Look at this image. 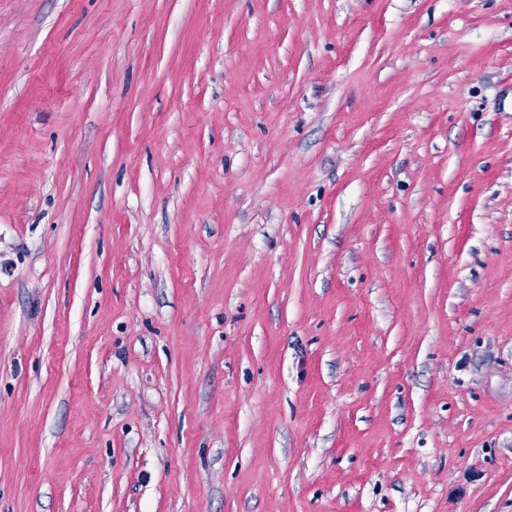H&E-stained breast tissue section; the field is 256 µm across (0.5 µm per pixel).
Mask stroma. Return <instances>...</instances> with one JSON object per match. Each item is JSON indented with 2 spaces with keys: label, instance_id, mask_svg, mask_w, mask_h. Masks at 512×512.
<instances>
[{
  "label": "stroma",
  "instance_id": "1",
  "mask_svg": "<svg viewBox=\"0 0 512 512\" xmlns=\"http://www.w3.org/2000/svg\"><path fill=\"white\" fill-rule=\"evenodd\" d=\"M0 512H512V0H0Z\"/></svg>",
  "mask_w": 512,
  "mask_h": 512
}]
</instances>
